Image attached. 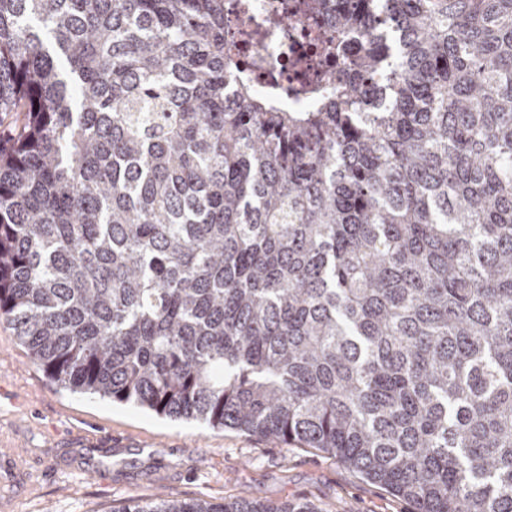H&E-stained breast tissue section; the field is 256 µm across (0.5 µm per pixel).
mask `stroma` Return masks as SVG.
<instances>
[{
	"label": "stroma",
	"instance_id": "35a3bbf8",
	"mask_svg": "<svg viewBox=\"0 0 512 512\" xmlns=\"http://www.w3.org/2000/svg\"><path fill=\"white\" fill-rule=\"evenodd\" d=\"M0 512H111L128 499L306 502L318 512H414L316 448L172 420L53 384L0 325Z\"/></svg>",
	"mask_w": 512,
	"mask_h": 512
}]
</instances>
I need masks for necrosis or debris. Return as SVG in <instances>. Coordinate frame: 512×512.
<instances>
[{"label": "necrosis or debris", "instance_id": "obj_1", "mask_svg": "<svg viewBox=\"0 0 512 512\" xmlns=\"http://www.w3.org/2000/svg\"><path fill=\"white\" fill-rule=\"evenodd\" d=\"M282 0H224V28L227 31L248 30L249 40L236 44L238 68L249 76L255 89L264 90L276 82L279 95L298 110L309 109L311 100L298 95L294 63L313 54L311 40L322 25V16L314 11L294 12L288 24L273 26L267 19Z\"/></svg>", "mask_w": 512, "mask_h": 512}]
</instances>
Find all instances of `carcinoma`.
<instances>
[{
	"mask_svg": "<svg viewBox=\"0 0 512 512\" xmlns=\"http://www.w3.org/2000/svg\"><path fill=\"white\" fill-rule=\"evenodd\" d=\"M324 9L296 112L224 0H0V324L73 392L512 512V0Z\"/></svg>",
	"mask_w": 512,
	"mask_h": 512,
	"instance_id": "obj_1",
	"label": "carcinoma"
}]
</instances>
